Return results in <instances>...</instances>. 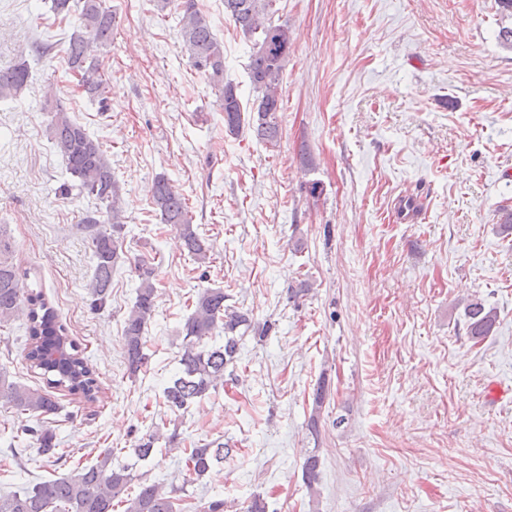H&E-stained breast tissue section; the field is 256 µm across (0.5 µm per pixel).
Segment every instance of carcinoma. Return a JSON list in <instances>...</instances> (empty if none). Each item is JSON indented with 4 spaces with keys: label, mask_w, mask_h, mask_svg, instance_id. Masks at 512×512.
I'll return each instance as SVG.
<instances>
[{
    "label": "carcinoma",
    "mask_w": 512,
    "mask_h": 512,
    "mask_svg": "<svg viewBox=\"0 0 512 512\" xmlns=\"http://www.w3.org/2000/svg\"><path fill=\"white\" fill-rule=\"evenodd\" d=\"M157 8L174 7L179 17V37L191 66L218 89L220 106L224 108V131L238 134L243 124L255 138L275 148L281 135L280 88L284 79L292 43L288 27L269 19L275 0H224V14L248 37L254 38L249 63V79L255 92L249 119L233 84L224 81V43L213 33L197 0H155ZM116 17L102 0H82L79 25L62 48L67 70L76 79L79 91L100 98L105 92L106 78L97 50L111 40ZM30 71L26 59L0 69V99L15 98L27 86ZM49 130L72 182L63 190L75 187L97 201L99 209L86 216L84 224L91 233L94 272L88 285L95 308L106 305L111 295L112 271L123 255L121 233L124 227L120 188L112 175V165L102 145L73 121L60 106L51 116ZM151 204L160 222L174 227L188 254L203 262L212 244L193 227L192 217L183 194L165 175L155 176L151 187ZM110 228H105V225ZM11 243L0 230V327L16 318L26 319L28 346L24 358L30 367L51 374L50 383L64 386L74 395L93 403L100 387L95 373L72 340H67L69 354L60 360L53 356L47 337L66 336L55 310L42 294L23 286L21 274L9 260ZM139 286L135 302L128 312L122 330V348L128 371L138 375L146 366L145 328L156 310L155 269L140 259L133 265ZM222 288H204L198 292L192 313L186 318L181 334L179 369L163 389L165 404L176 414H184L200 404L212 391L224 385L228 367L234 365L244 337L252 332L263 338L266 329L255 321L253 313L226 304ZM467 335L479 342L493 333L497 322L495 308L480 299H470L464 306ZM224 333V343L209 346L206 339ZM328 396V380L319 382L313 394L308 428L313 438L320 435L319 418ZM0 403L33 417L55 415L60 409L49 391L30 388L9 379L0 369ZM40 454L55 453L54 435L48 429L33 432ZM162 434L155 429L139 438L133 453L148 459ZM219 440L199 443L188 449L184 468L189 482H195L232 455ZM320 459L316 454L303 465V480L308 490L318 481ZM184 487H166L160 482L136 481L129 467L112 463V451L98 457L96 463L83 467L74 475L51 478L20 491L0 495V512H176L175 494Z\"/></svg>",
    "instance_id": "cac0c4a2"
}]
</instances>
